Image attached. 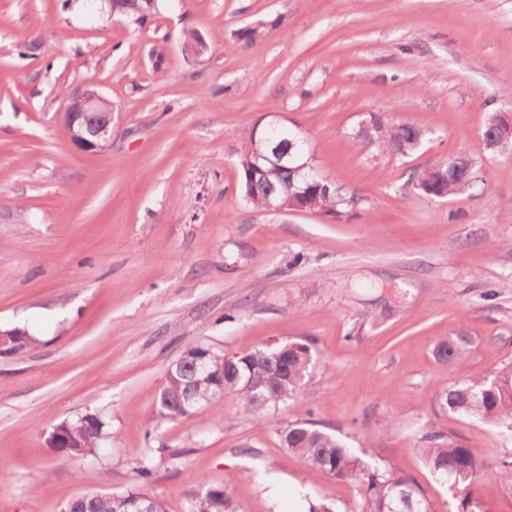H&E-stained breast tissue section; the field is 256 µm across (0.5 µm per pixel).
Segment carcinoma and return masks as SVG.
Returning <instances> with one entry per match:
<instances>
[{"label": "carcinoma", "instance_id": "1", "mask_svg": "<svg viewBox=\"0 0 512 512\" xmlns=\"http://www.w3.org/2000/svg\"><path fill=\"white\" fill-rule=\"evenodd\" d=\"M401 139L394 141L389 120H384L372 131L369 143L381 153L408 157L420 150L426 131L413 123L402 127ZM439 171L431 168L411 173L414 188L426 197L454 195L471 186L474 174L458 169L455 158L437 163ZM305 190L307 199L316 211L341 215L350 206V198L341 193V187L317 176L308 182L284 176L274 182L257 181L243 186V199L257 209L266 207L268 198L282 196L285 191ZM31 338L26 334L8 337L0 349V356H8L24 349ZM473 336L466 325H461L452 336L438 340L433 348L435 359L443 367L455 369L469 356ZM185 352L209 354L214 381L224 385V394L233 399L229 413L244 414L258 423L273 421L274 414L288 402L298 399L308 378L320 363L310 340L298 343L288 352L283 366L286 376L271 380L263 387L253 382L254 371L265 369L275 362V350L259 348L240 354L237 367L224 363V354L197 343L186 346ZM187 370L177 366L168 368L158 399V417L164 421L189 418L206 404L212 387L203 383L196 387L185 384ZM441 408L468 419H475L497 427L512 430V362L489 373L473 375L455 382L439 395ZM61 441L55 452L81 458L99 454L112 434L96 411H88L73 421L59 424ZM283 447L302 458L313 470H320L338 480L360 483L364 502L339 508L323 497L308 503L307 512H431L430 504L421 486L408 474L392 464L371 465L356 455L342 439L311 419L282 423L276 427ZM419 454L434 474L446 479L459 496L458 512H474V492L484 475V464L461 438L445 434L427 424L419 438ZM139 485L123 492L101 493L84 491L69 499L61 512H167L165 502L146 490L152 478L151 462L141 460L135 468ZM497 476L512 489V454L506 453L498 461ZM187 512H242L238 497L221 485L202 478L197 488L189 493Z\"/></svg>", "mask_w": 512, "mask_h": 512}]
</instances>
